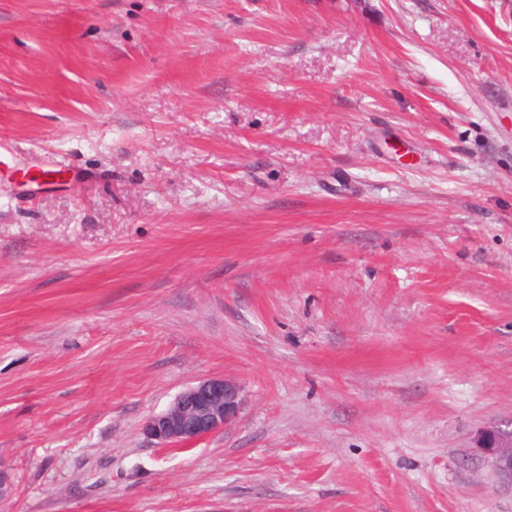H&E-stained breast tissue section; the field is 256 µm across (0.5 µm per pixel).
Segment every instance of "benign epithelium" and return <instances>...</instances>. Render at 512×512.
Here are the masks:
<instances>
[{
	"mask_svg": "<svg viewBox=\"0 0 512 512\" xmlns=\"http://www.w3.org/2000/svg\"><path fill=\"white\" fill-rule=\"evenodd\" d=\"M241 405V388L236 382L204 379L151 418L147 432L162 443L185 444L223 429L237 418ZM476 448L500 482L512 486V431L488 426L479 433ZM13 491L11 474L0 464V505L11 501Z\"/></svg>",
	"mask_w": 512,
	"mask_h": 512,
	"instance_id": "obj_1",
	"label": "benign epithelium"
}]
</instances>
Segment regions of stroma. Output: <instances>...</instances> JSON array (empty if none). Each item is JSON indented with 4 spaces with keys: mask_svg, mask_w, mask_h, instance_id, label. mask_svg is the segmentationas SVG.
Listing matches in <instances>:
<instances>
[{
    "mask_svg": "<svg viewBox=\"0 0 512 512\" xmlns=\"http://www.w3.org/2000/svg\"><path fill=\"white\" fill-rule=\"evenodd\" d=\"M0 154L11 512H512V0H0ZM240 386L226 378H208L183 391L164 412L147 424V432L162 443L185 444L233 422L241 409ZM476 448L500 482L512 486V431L488 426L479 433Z\"/></svg>",
    "mask_w": 512,
    "mask_h": 512,
    "instance_id": "stroma-1",
    "label": "stroma"
}]
</instances>
